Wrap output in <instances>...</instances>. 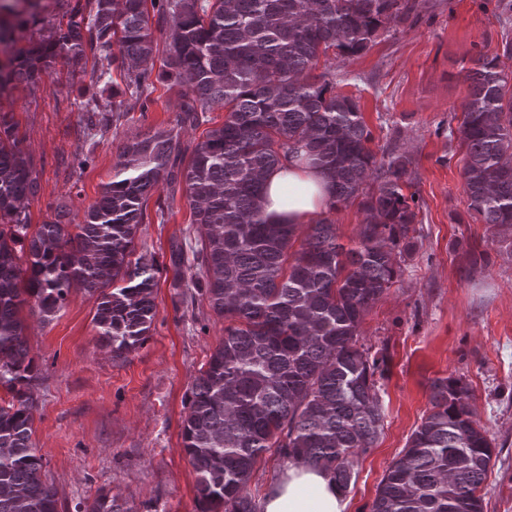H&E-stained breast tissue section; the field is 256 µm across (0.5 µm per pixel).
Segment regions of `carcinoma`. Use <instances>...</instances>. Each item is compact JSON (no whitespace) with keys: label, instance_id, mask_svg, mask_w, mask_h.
<instances>
[{"label":"carcinoma","instance_id":"obj_1","mask_svg":"<svg viewBox=\"0 0 512 512\" xmlns=\"http://www.w3.org/2000/svg\"><path fill=\"white\" fill-rule=\"evenodd\" d=\"M12 25L0 6V97L35 86L57 59L92 54L96 67L81 95L89 148L70 167L93 161L98 134L129 113L146 111L158 82L181 89L170 127L124 141L112 178L101 186L81 224L61 217L32 229L29 202L40 191L33 158L17 124L0 112V512H59L57 488L42 479L32 440L36 365L23 308L43 322L73 289L97 296L92 323L124 358L147 340L156 317L153 291L161 269L172 287L192 288L224 318V339L196 377L182 422L183 447L196 473L200 512H259L248 483L263 455L321 468L342 489L357 458L374 447L385 413L376 375L385 355L359 346L363 318L396 282L399 258L418 243L410 158L377 154L372 133L351 96L338 93L330 70L316 75L329 52L356 56L380 33L405 23L411 0H55L60 12L37 37L18 45L24 17L38 19L45 0ZM168 31L159 47L151 17ZM502 53L479 51L464 70L470 92L457 131L465 148L462 178L468 209L497 237L498 256L512 257V89ZM164 55L154 70L157 53ZM120 70L121 83L105 76ZM204 139L181 132L212 122ZM324 170L333 202H358L357 240L338 242L323 216L311 224H272L262 210L265 175L299 156ZM373 187L366 189L367 181ZM166 189L157 214L182 192L197 237L187 257L170 265L134 254L149 196ZM464 273L491 263L486 246L460 241ZM431 409L382 478L369 512H485L480 494L495 455L459 379L430 382ZM79 512H131L102 491Z\"/></svg>","mask_w":512,"mask_h":512}]
</instances>
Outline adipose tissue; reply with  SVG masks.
<instances>
[{"label":"adipose tissue","mask_w":512,"mask_h":512,"mask_svg":"<svg viewBox=\"0 0 512 512\" xmlns=\"http://www.w3.org/2000/svg\"><path fill=\"white\" fill-rule=\"evenodd\" d=\"M331 199L320 168L291 158L265 177L263 210L276 224H308ZM349 501L325 471L297 464L284 470L262 504V512H347Z\"/></svg>","instance_id":"1"}]
</instances>
